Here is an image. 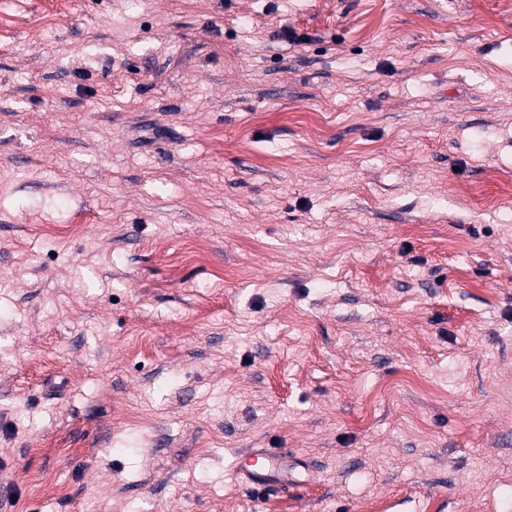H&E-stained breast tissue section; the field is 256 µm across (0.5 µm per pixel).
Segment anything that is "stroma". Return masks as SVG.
<instances>
[{"label":"stroma","mask_w":512,"mask_h":512,"mask_svg":"<svg viewBox=\"0 0 512 512\" xmlns=\"http://www.w3.org/2000/svg\"><path fill=\"white\" fill-rule=\"evenodd\" d=\"M475 497L512 512V0H0V512ZM249 458L256 461L255 464L241 465L237 474L253 487L288 489V485L299 482L294 473L296 463L277 448L252 449Z\"/></svg>","instance_id":"35a3bbf8"}]
</instances>
